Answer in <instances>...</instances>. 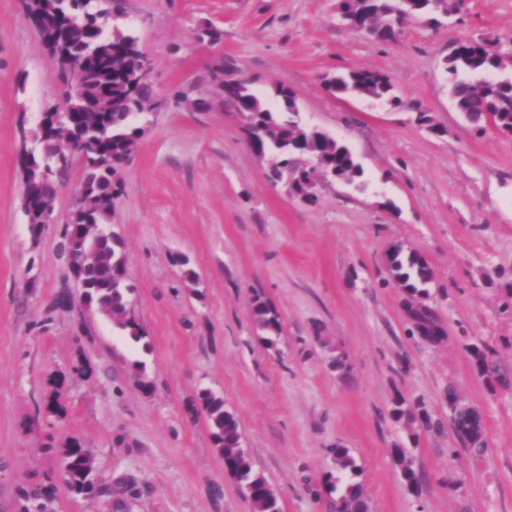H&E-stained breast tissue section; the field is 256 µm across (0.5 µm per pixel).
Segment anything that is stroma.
<instances>
[{
	"label": "stroma",
	"instance_id": "stroma-1",
	"mask_svg": "<svg viewBox=\"0 0 512 512\" xmlns=\"http://www.w3.org/2000/svg\"><path fill=\"white\" fill-rule=\"evenodd\" d=\"M339 5L114 0L111 24L138 38L161 103L113 199L145 351L95 312L53 306L72 283L60 241L81 170L58 189L53 223L31 229L16 156L63 86L21 0H0V512L34 496L47 512H109L63 483L56 450L72 437L103 477L139 474L134 512H250L212 446L202 389L235 414L281 512H329L305 482L322 480L339 445L361 469L370 512H512V388L469 351L512 367V135L476 133L443 71L458 41L512 40V0H465L439 28L406 22L396 42L350 28ZM207 26L219 42L198 38ZM220 61L262 96L292 90L304 122L353 150L365 188L334 183L312 204L273 184L239 115L213 100ZM358 69L388 73L406 107L323 89L324 75ZM188 85L209 109L175 104ZM395 246L429 262L425 304L447 334L440 345L410 333L388 269ZM258 298L280 315L273 349L253 321ZM452 396L478 414L484 448L458 433ZM415 400L432 426L395 420L398 403ZM397 448L426 475L419 490L403 481Z\"/></svg>",
	"mask_w": 512,
	"mask_h": 512
}]
</instances>
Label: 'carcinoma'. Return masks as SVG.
<instances>
[{
  "label": "carcinoma",
  "mask_w": 512,
  "mask_h": 512,
  "mask_svg": "<svg viewBox=\"0 0 512 512\" xmlns=\"http://www.w3.org/2000/svg\"><path fill=\"white\" fill-rule=\"evenodd\" d=\"M29 18L54 59H63L58 74L65 85L62 105L46 113L47 128L35 139L34 150H21L18 164L24 173V212L31 225L40 223L44 210L52 208L56 185L65 181L74 162L82 165L80 191L65 224L61 252L70 264L80 261L84 251L87 276L77 281L79 295L94 306L128 342L142 345L146 332L132 311L135 286L128 280L127 257L121 236L109 230L112 200L119 193L118 173L133 154L144 126L139 119L159 106L153 85L140 81L136 61L141 55L137 38L119 30H108L112 0H22ZM460 9L458 0H343L346 19L354 18L362 30L381 41H394L402 26L413 18H427L438 27L440 18ZM449 91L456 109L477 131L487 130L486 117L494 128L512 133V41L492 34L458 41L444 60ZM234 71L218 67L213 82L224 87L222 105L232 108L244 121L250 151L257 158H272L280 167L298 175L293 189L318 200L319 181L312 172L334 173L364 186V171L352 151L319 129L300 124L293 92L276 90L280 105L274 109L251 87L249 80L233 77ZM332 95H351L371 102L401 108L407 105L395 92L390 77L379 71L352 70L325 80ZM389 270L398 287L416 306L422 320L433 318L423 304L429 295L433 273L421 254L394 247L388 255ZM253 319L264 332L261 342L276 347L281 331L280 316L267 302L256 299ZM481 367L505 385L512 373L488 362L479 347L469 348ZM201 411L210 427L213 447L224 461V470L247 488L251 512H281L279 498L266 479L254 469L242 448L236 417L224 408V398L209 389L198 392ZM396 421L412 427L417 421L430 423L422 403L414 401L394 411ZM331 466L321 483L307 484L316 497L321 491L336 493L334 512H369L360 468L350 450H328ZM400 474L410 489L422 482V474L405 448L393 449ZM93 459L76 440L62 449V477L75 495H99L112 502L115 512H125L140 497L142 481L134 472L112 479L102 490L89 480Z\"/></svg>",
  "instance_id": "carcinoma-1"
}]
</instances>
